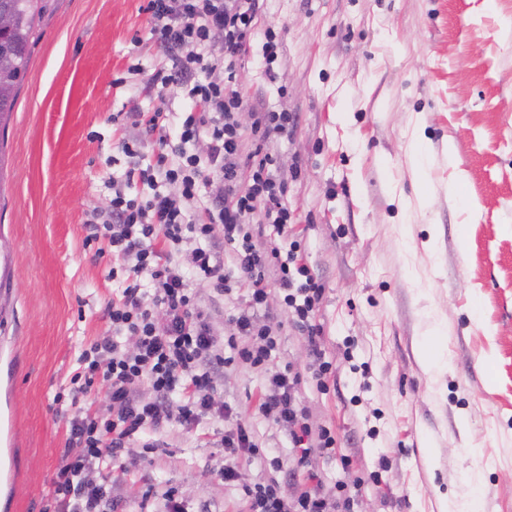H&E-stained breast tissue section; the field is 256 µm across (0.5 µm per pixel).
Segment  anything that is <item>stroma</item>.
I'll use <instances>...</instances> for the list:
<instances>
[{
  "mask_svg": "<svg viewBox=\"0 0 512 512\" xmlns=\"http://www.w3.org/2000/svg\"><path fill=\"white\" fill-rule=\"evenodd\" d=\"M147 0H47L16 106L0 139V398L17 420L18 490L0 512H44L64 462L81 351L109 334L121 279L111 253L85 248L93 209L114 181L154 164L130 111L162 112L175 133L191 102L151 82L167 63ZM259 29L280 55L266 74L262 38L236 64L252 110L297 113L262 146L287 184L306 263L324 289L325 389L304 369V337L278 289L257 319L275 366L302 372L313 427L336 453L296 465L288 435L262 415L265 371L231 357L217 400L252 433L258 455L224 484L212 418L166 425L158 448L131 443L112 470L123 512H160L176 490L191 507L246 512V487L277 479L293 494L315 473L324 491L365 487L352 512H440L441 500L512 512V0H265ZM126 180V179H125ZM232 290L196 288L220 336L245 308ZM436 342L443 364L422 352ZM279 459L272 467L271 459ZM388 467H381V460Z\"/></svg>",
  "mask_w": 512,
  "mask_h": 512,
  "instance_id": "stroma-1",
  "label": "stroma"
}]
</instances>
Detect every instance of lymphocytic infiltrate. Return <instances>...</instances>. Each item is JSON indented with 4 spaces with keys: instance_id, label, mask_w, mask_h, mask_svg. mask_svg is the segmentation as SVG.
I'll return each mask as SVG.
<instances>
[{
    "instance_id": "obj_1",
    "label": "lymphocytic infiltrate",
    "mask_w": 512,
    "mask_h": 512,
    "mask_svg": "<svg viewBox=\"0 0 512 512\" xmlns=\"http://www.w3.org/2000/svg\"><path fill=\"white\" fill-rule=\"evenodd\" d=\"M146 10L152 37L169 60L151 80L184 91L192 108L173 137L161 133L160 113H133L142 135L125 141L123 151L136 157L144 138L158 136L156 166L139 177L165 189L138 200L116 187L107 209L93 213L85 242L112 253L125 286L108 306L111 335L82 351L78 378L84 391L104 388L112 412L98 416L79 410L69 420V444L77 453L66 456L57 474L54 512H118L110 487L90 479V471L111 470L131 440L156 434L172 421L192 429L207 417L228 419L220 475L225 483L237 481V459L257 448L245 426L234 421L231 407L215 399L228 360L208 317L196 308L192 288L197 280L208 282L217 295L229 292L228 263L249 283L248 307L232 316L229 326L232 335L251 340L240 358L265 369L259 412L287 431L301 459L328 454L336 443L328 429L311 428L299 400V373L269 367L276 341L253 315L267 302L265 270L275 266L283 302L306 339L313 379L320 383L330 374L332 364L319 342L322 329L314 321L323 289L304 261L300 242H291L284 253L264 239L265 227L284 238L295 221L284 183L272 155L241 150L237 115L249 101L230 75L259 33L265 37L263 57L273 63L277 35L257 29L260 0H148ZM201 140L207 148L203 157L187 149ZM214 183L223 193L196 207L202 187ZM219 235L232 244L231 255L216 245ZM247 494L251 512H333L338 503L352 501L348 495L336 500L317 486L285 497L274 483L255 485Z\"/></svg>"
}]
</instances>
